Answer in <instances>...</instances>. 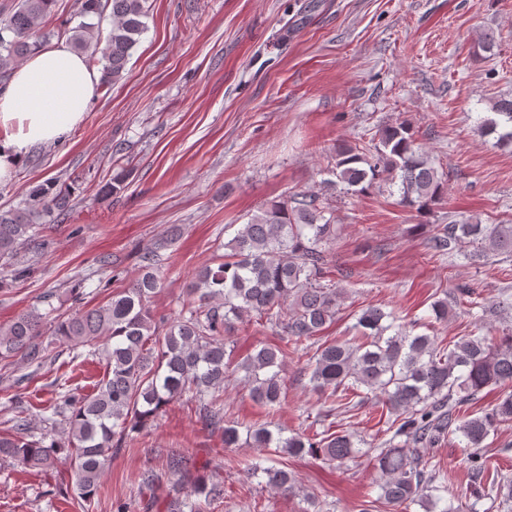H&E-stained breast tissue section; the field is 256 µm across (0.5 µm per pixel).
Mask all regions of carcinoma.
Masks as SVG:
<instances>
[{"label":"carcinoma","instance_id":"carcinoma-1","mask_svg":"<svg viewBox=\"0 0 512 512\" xmlns=\"http://www.w3.org/2000/svg\"><path fill=\"white\" fill-rule=\"evenodd\" d=\"M55 0H17L16 8L0 18V74L7 72L40 42L31 40ZM83 18L71 29L77 49L101 55L106 82L123 77L133 50L147 31L146 0H77ZM111 9L112 28L101 40L99 26L89 22ZM492 111L503 118H487L482 129L497 141L512 144V100L494 102ZM336 183L361 193L388 182L397 204L419 214L445 191L443 175L424 157L414 132L403 123L380 130L373 149L345 147L336 152L332 169ZM32 202L43 209L65 206V191L41 187ZM31 210H0V263L12 265L19 245L32 238ZM336 238L335 217L304 196L270 204L239 225L224 245L228 252L202 268L189 282L187 314L175 321L158 318L151 306L163 285L161 251L168 240L140 257L137 274L128 287L104 304L77 310L46 323L33 307L0 325V359L18 358L41 365L53 344L73 350L101 344L105 374L85 396L65 394L54 405L51 426L61 420L65 436L52 429L36 436L24 411H18L12 431L0 434V459L29 469L68 466L75 498L92 503L114 453L132 434L156 419L180 397L196 403L202 421L219 432L224 447L244 442L251 448L291 457L309 455L332 465H344L376 452L373 465L379 476V498L408 508L420 503L435 512L448 492L444 477L428 469L416 445H435L457 435L472 449L471 474L512 499V481L490 469L485 440L502 423L512 422V331L489 336H461L452 346L436 336L414 334L388 321L390 314L371 306L362 310L358 335L330 344H315V336L336 320L344 299L342 289L325 284L327 253ZM463 244L475 245L484 255L512 252V224L448 222L426 247L445 256ZM255 322L281 329L279 342L259 344L236 362L242 381L256 403L272 409L280 404L284 382L282 365L288 353L309 356L313 389L330 400L325 416L349 411L357 402L375 396L384 401L398 426L401 444L376 443L351 433L328 429L312 435L272 430L262 423L240 431L224 423V378L235 346L227 336L237 323ZM503 388L491 408L480 415L466 412L487 387ZM185 450L169 460L168 472L177 476L178 493L164 500V512H206L224 499V478L209 472ZM265 484L294 494L299 481L288 467L251 465Z\"/></svg>","mask_w":512,"mask_h":512}]
</instances>
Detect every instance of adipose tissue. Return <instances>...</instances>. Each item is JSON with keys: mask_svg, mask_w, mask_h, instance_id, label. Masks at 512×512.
I'll use <instances>...</instances> for the list:
<instances>
[{"mask_svg": "<svg viewBox=\"0 0 512 512\" xmlns=\"http://www.w3.org/2000/svg\"><path fill=\"white\" fill-rule=\"evenodd\" d=\"M101 74L63 40L40 47L0 88V182L31 146L64 140L97 97Z\"/></svg>", "mask_w": 512, "mask_h": 512, "instance_id": "ef3b65f1", "label": "adipose tissue"}]
</instances>
